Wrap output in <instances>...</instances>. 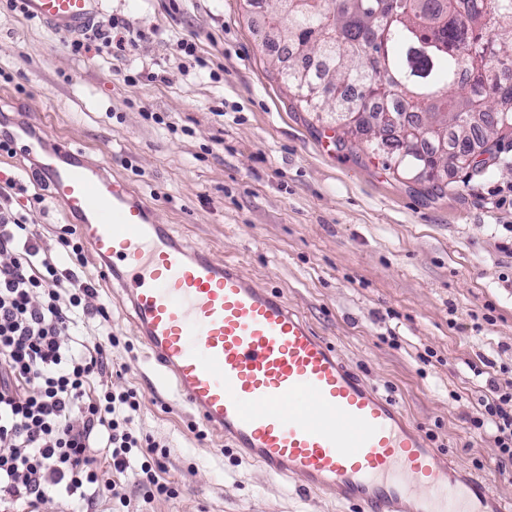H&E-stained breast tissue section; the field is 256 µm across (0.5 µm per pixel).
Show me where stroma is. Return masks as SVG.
<instances>
[{"label": "stroma", "mask_w": 512, "mask_h": 512, "mask_svg": "<svg viewBox=\"0 0 512 512\" xmlns=\"http://www.w3.org/2000/svg\"><path fill=\"white\" fill-rule=\"evenodd\" d=\"M260 12L245 0H101L95 24L142 38L132 52L77 54L70 35L0 0V113L103 162L175 236L282 293L430 447L488 472L512 501L492 437L464 421L490 384L512 386V136L479 173L449 170L435 188L399 176L367 135L297 107L254 28ZM29 167L0 151V204L28 215L69 267L57 242L68 219ZM81 275L120 340L114 385L140 393L136 427L165 449L176 491L145 502L132 454L121 486L133 512H356L269 480L203 425L148 359L118 289L93 261Z\"/></svg>", "instance_id": "1"}]
</instances>
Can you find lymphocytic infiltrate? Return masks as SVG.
<instances>
[{"label": "lymphocytic infiltrate", "mask_w": 512, "mask_h": 512, "mask_svg": "<svg viewBox=\"0 0 512 512\" xmlns=\"http://www.w3.org/2000/svg\"><path fill=\"white\" fill-rule=\"evenodd\" d=\"M96 296L75 270L41 256L26 217L0 210V504L41 512L61 495L94 507L115 493L135 449L152 496L174 493L150 462L155 442L134 427L136 391L112 383L118 339ZM94 319L97 336L79 337ZM490 390L468 421L491 429L512 465V391Z\"/></svg>", "instance_id": "1"}]
</instances>
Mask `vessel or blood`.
<instances>
[{"instance_id": "obj_1", "label": "vessel or blood", "mask_w": 512, "mask_h": 512, "mask_svg": "<svg viewBox=\"0 0 512 512\" xmlns=\"http://www.w3.org/2000/svg\"><path fill=\"white\" fill-rule=\"evenodd\" d=\"M95 3L26 0L31 14L68 30L88 23ZM11 138L117 281L178 397L266 477L359 512H447L445 488L463 489L475 512H512L485 478L428 447L282 296L176 239L154 205L81 150L26 123Z\"/></svg>"}]
</instances>
